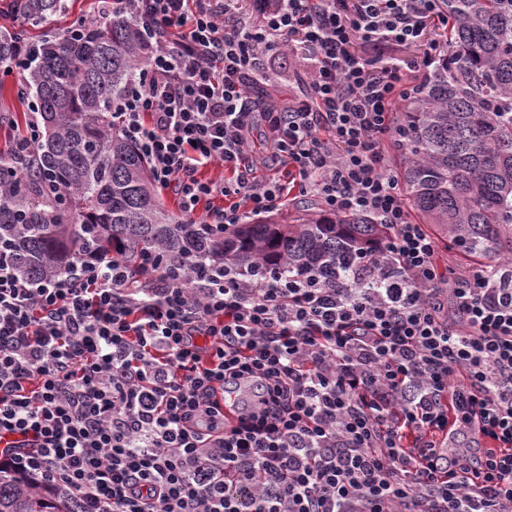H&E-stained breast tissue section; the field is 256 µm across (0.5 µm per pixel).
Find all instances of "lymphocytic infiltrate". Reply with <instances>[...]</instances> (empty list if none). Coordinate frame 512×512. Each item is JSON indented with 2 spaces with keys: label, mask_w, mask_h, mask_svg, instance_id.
Segmentation results:
<instances>
[{
  "label": "lymphocytic infiltrate",
  "mask_w": 512,
  "mask_h": 512,
  "mask_svg": "<svg viewBox=\"0 0 512 512\" xmlns=\"http://www.w3.org/2000/svg\"><path fill=\"white\" fill-rule=\"evenodd\" d=\"M239 2L99 0L149 38L118 133L181 223L302 195L389 235L332 281L190 278V255L135 274L78 254L40 283L0 263V473L78 512H512V262L457 281L462 323L442 317L438 243L387 162L412 65L353 47L447 29L445 0H254L255 25ZM306 43L305 91L264 100L265 56Z\"/></svg>",
  "instance_id": "lymphocytic-infiltrate-1"
}]
</instances>
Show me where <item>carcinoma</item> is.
<instances>
[{
    "label": "carcinoma",
    "instance_id": "obj_1",
    "mask_svg": "<svg viewBox=\"0 0 512 512\" xmlns=\"http://www.w3.org/2000/svg\"><path fill=\"white\" fill-rule=\"evenodd\" d=\"M448 54L431 65L398 110L393 149L413 211L438 239L470 257L512 258V0H446ZM66 0H7L23 24L0 31V63L27 43L36 59L18 83L43 129L35 157L17 138L0 155V259L31 281L73 255L110 252L136 268L148 253L208 255L253 272L334 276L386 235L360 215H331L307 202L288 222L273 215L207 226L180 224L159 198L148 162L117 133L112 99L148 54L140 30L119 15L76 23L33 42L28 27L66 15ZM0 512H77L66 493L0 475Z\"/></svg>",
    "mask_w": 512,
    "mask_h": 512
}]
</instances>
